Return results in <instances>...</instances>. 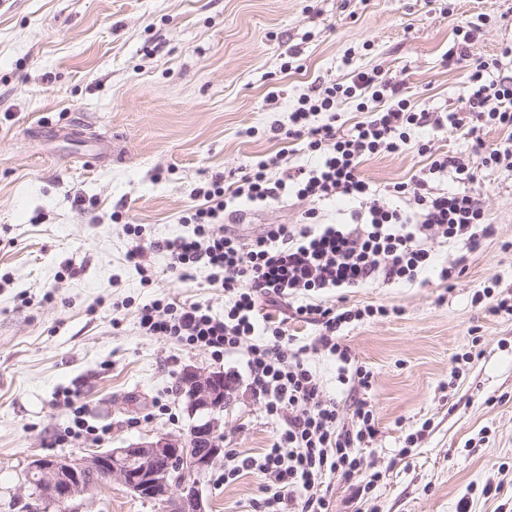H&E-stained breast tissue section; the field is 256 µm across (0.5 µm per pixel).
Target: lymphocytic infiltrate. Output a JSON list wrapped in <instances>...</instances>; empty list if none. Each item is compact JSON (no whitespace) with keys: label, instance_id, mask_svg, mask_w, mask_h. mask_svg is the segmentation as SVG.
Here are the masks:
<instances>
[{"label":"lymphocytic infiltrate","instance_id":"obj_1","mask_svg":"<svg viewBox=\"0 0 512 512\" xmlns=\"http://www.w3.org/2000/svg\"><path fill=\"white\" fill-rule=\"evenodd\" d=\"M512 46L500 58L511 57ZM500 58L477 61L464 86V109L444 117L417 110L400 86L378 73L360 72L349 83H331L299 97L287 125H274L270 138L303 140L312 162L273 176L278 158L254 162L241 180L224 185L214 180L198 188L196 205L183 218L191 234L134 245L129 263L150 283L148 251L166 253L172 270L201 268L209 282L224 290V312L216 315L197 303L157 299L141 309L139 326L215 358L236 357L251 378L277 432L270 448L247 455L224 451V478L251 471L263 480L258 512H329L325 484L334 476L356 481L361 497L377 483L380 472L365 463L364 448L378 428L374 408L363 393L371 371L359 364L345 342L347 328L386 317L385 305L350 307L329 303L332 293L374 284H413L433 263L432 245H477L493 231V219L472 191L474 169L459 156L437 151L430 143H413L414 128L427 122L468 139L486 168L512 169V74L490 78ZM352 102L366 115L347 132L336 127L337 105ZM502 136L486 142L484 128ZM416 146L429 163L409 180L386 186L389 196L405 199L406 208L366 204L373 189L361 172L366 157L398 153ZM452 177L457 190L439 188ZM295 196L316 201H354L348 218L322 223L318 210L304 213L298 224H271L250 240L224 231V213L241 204L257 205ZM278 299L291 310L280 318L262 312L263 299ZM316 326L311 340L289 334V320ZM328 353L336 360V380L346 386L352 408L349 427L339 424L340 403L327 395L310 357Z\"/></svg>","mask_w":512,"mask_h":512}]
</instances>
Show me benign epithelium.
Listing matches in <instances>:
<instances>
[{"label":"benign epithelium","mask_w":512,"mask_h":512,"mask_svg":"<svg viewBox=\"0 0 512 512\" xmlns=\"http://www.w3.org/2000/svg\"><path fill=\"white\" fill-rule=\"evenodd\" d=\"M180 386L195 418L185 437L163 435L85 455L38 457L26 467L24 484L59 512H78L89 495L114 483L160 512H210L200 478L224 455L214 414L230 404L234 387L224 382V373L196 367L182 370Z\"/></svg>","instance_id":"1"}]
</instances>
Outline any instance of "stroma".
I'll return each instance as SVG.
<instances>
[{
	"instance_id": "1",
	"label": "stroma",
	"mask_w": 512,
	"mask_h": 512,
	"mask_svg": "<svg viewBox=\"0 0 512 512\" xmlns=\"http://www.w3.org/2000/svg\"><path fill=\"white\" fill-rule=\"evenodd\" d=\"M486 13L473 58L512 44V0H0V512H45L22 489L28 463L48 454L124 447L187 433L183 368L235 372L224 435L249 453L268 448L264 417L241 362L144 335L139 309L157 298L224 312V290L196 270L178 277L151 255L152 282L128 263L137 240L190 233L182 217L212 177L233 182L259 157L307 160L301 142L270 139L298 97L322 83L376 70L418 109L461 111L467 67L446 61L457 25ZM296 66L283 70L287 59ZM428 163L409 148L362 164L374 187ZM494 218L465 255L452 290L436 282L380 284L349 303L396 315L348 331L372 373L379 432L367 462L382 478L367 512H512V316L472 301L484 284L512 285V172L480 168L473 185ZM307 200L244 205L229 231L299 223ZM120 223H113L114 212ZM141 225L142 237L128 232ZM71 395L103 429L56 444ZM422 440L399 457L405 438ZM262 480L201 481L212 512H252ZM82 512H157L113 486Z\"/></svg>"
}]
</instances>
